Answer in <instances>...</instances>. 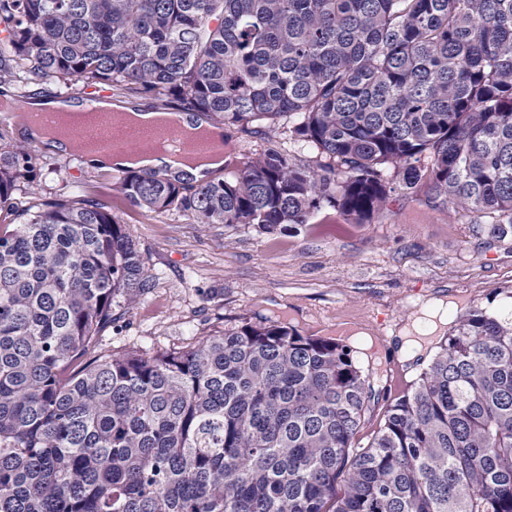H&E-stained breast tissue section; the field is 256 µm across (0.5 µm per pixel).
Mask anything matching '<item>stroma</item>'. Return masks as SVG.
I'll return each instance as SVG.
<instances>
[{
  "mask_svg": "<svg viewBox=\"0 0 512 512\" xmlns=\"http://www.w3.org/2000/svg\"><path fill=\"white\" fill-rule=\"evenodd\" d=\"M115 212L154 286L134 307H116L120 329L107 334L109 348L156 353L266 320L336 339L371 375L363 443L401 394L389 375L399 337L422 308L441 299L459 314L493 289L512 288V232L493 236L491 217L439 203L423 183L393 193L368 223L329 209L272 234L122 202ZM359 331L373 337L372 348L355 340Z\"/></svg>",
  "mask_w": 512,
  "mask_h": 512,
  "instance_id": "1",
  "label": "stroma"
}]
</instances>
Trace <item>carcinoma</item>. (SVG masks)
<instances>
[{
    "label": "carcinoma",
    "instance_id": "obj_1",
    "mask_svg": "<svg viewBox=\"0 0 512 512\" xmlns=\"http://www.w3.org/2000/svg\"><path fill=\"white\" fill-rule=\"evenodd\" d=\"M75 86L265 147L199 181L121 168L113 195L48 196L67 167L0 127V512H512L509 288L364 445L372 387L334 340L268 320L102 343L153 287L116 197L272 234L323 209L364 224L425 179L512 228V0H0V98Z\"/></svg>",
    "mask_w": 512,
    "mask_h": 512
}]
</instances>
